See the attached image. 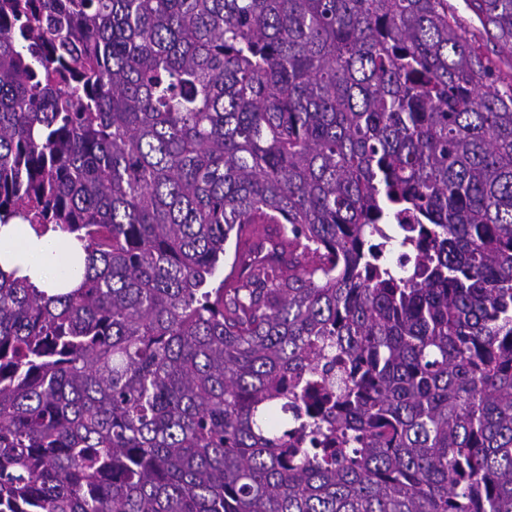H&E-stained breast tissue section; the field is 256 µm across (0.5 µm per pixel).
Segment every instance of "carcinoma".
I'll return each mask as SVG.
<instances>
[{"mask_svg":"<svg viewBox=\"0 0 512 512\" xmlns=\"http://www.w3.org/2000/svg\"><path fill=\"white\" fill-rule=\"evenodd\" d=\"M13 218L86 258L0 269V512H512V77L448 0H0Z\"/></svg>","mask_w":512,"mask_h":512,"instance_id":"obj_1","label":"carcinoma"}]
</instances>
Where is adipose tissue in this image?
<instances>
[{
	"label": "adipose tissue",
	"mask_w": 512,
	"mask_h": 512,
	"mask_svg": "<svg viewBox=\"0 0 512 512\" xmlns=\"http://www.w3.org/2000/svg\"><path fill=\"white\" fill-rule=\"evenodd\" d=\"M84 258L82 244L73 237L54 231L40 235L17 219L0 224V269L16 272L40 290L72 287V262Z\"/></svg>",
	"instance_id": "1"
}]
</instances>
